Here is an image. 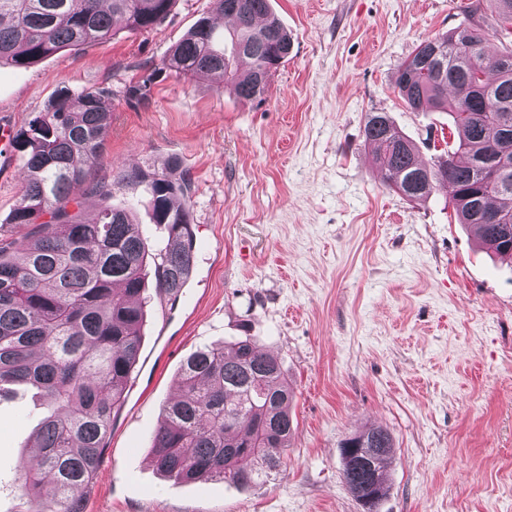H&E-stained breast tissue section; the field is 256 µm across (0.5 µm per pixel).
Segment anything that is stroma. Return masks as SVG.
<instances>
[{"label":"stroma","mask_w":512,"mask_h":512,"mask_svg":"<svg viewBox=\"0 0 512 512\" xmlns=\"http://www.w3.org/2000/svg\"><path fill=\"white\" fill-rule=\"evenodd\" d=\"M470 3L271 0L293 50L253 103L162 68L211 0H176L149 33L0 65V122L14 130L61 87L107 90L91 179L177 157L175 177L194 184V271L177 301H152L86 512H362L340 444L371 425L394 440L380 512H512V262L455 223L447 187L421 202L388 189L362 137L367 113L384 112L423 158L453 141L447 116L406 108L393 78L422 40L467 24ZM21 181L17 158L0 161L5 236ZM244 330L296 394L283 467L248 489L161 477L153 437L183 359ZM42 413L24 387L0 401V512H22L17 465Z\"/></svg>","instance_id":"35a3bbf8"}]
</instances>
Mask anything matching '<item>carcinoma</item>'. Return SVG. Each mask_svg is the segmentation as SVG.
Returning <instances> with one entry per match:
<instances>
[{"label":"carcinoma","mask_w":512,"mask_h":512,"mask_svg":"<svg viewBox=\"0 0 512 512\" xmlns=\"http://www.w3.org/2000/svg\"><path fill=\"white\" fill-rule=\"evenodd\" d=\"M176 0H0V63L32 65L116 35V20L148 33ZM473 5L472 19L421 41L398 67L394 84L414 112L448 113L457 148L424 160L413 140L385 112H370L363 128L386 186L411 201L448 185L460 224L474 228L482 249L512 259V49L497 51L490 37L512 31V0H488L491 15ZM212 12L231 14L224 33L210 16L198 18L163 60L176 75L209 76L245 102L263 99L273 72L288 58L292 37L270 0H212ZM103 89L64 87L50 106L20 126L10 147L26 177L10 224L19 237L0 238V391L31 386L45 415L34 435L32 464L18 467L24 512H84L78 491L95 479L112 414L120 409L138 363L148 314V284L175 301L190 279L195 229L191 178H171L176 158L162 167L121 170L97 182L92 222L70 204L74 185L101 158L109 129ZM145 188L152 221L167 236L162 247L136 224L134 209L109 203L112 188ZM489 214L500 217L493 224ZM179 394L162 407L153 463L179 481L221 480L236 487L265 482L278 471L294 432V391L281 362L252 336L190 353L179 372ZM341 445L342 477L378 512L387 491L386 461L394 441L381 427ZM55 479L50 496L43 476Z\"/></svg>","instance_id":"carcinoma-1"}]
</instances>
